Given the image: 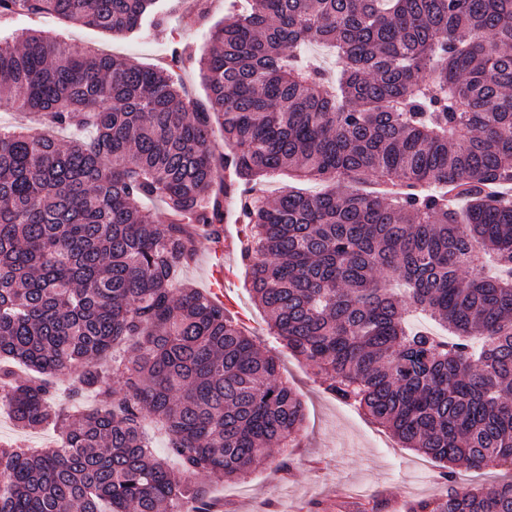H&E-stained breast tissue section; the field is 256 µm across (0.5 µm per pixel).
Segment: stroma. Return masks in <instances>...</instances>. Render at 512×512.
<instances>
[{
	"label": "stroma",
	"instance_id": "stroma-1",
	"mask_svg": "<svg viewBox=\"0 0 512 512\" xmlns=\"http://www.w3.org/2000/svg\"><path fill=\"white\" fill-rule=\"evenodd\" d=\"M231 3L241 9L247 0H207L208 11L197 23L187 18L195 0H181L171 12L170 25L188 58L182 80L200 102L206 94L197 62L210 47L211 28L223 22ZM21 31L89 45L144 66L161 67L166 60L165 44L152 38L115 37L47 13L0 16V38ZM229 267L232 277L224 288L238 304L245 330L263 346H273L265 314L249 293L245 265L235 257ZM281 360L282 379L304 403V427L294 447L272 449L269 461L252 467L246 480L212 482L209 498L223 502L224 512H407L411 501L444 495L452 486L512 478L507 465L479 470L459 464L453 481H445L441 463L398 447L360 411L325 391L294 356L285 352ZM284 459L289 468H280Z\"/></svg>",
	"mask_w": 512,
	"mask_h": 512
}]
</instances>
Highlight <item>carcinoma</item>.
<instances>
[{
	"instance_id": "1",
	"label": "carcinoma",
	"mask_w": 512,
	"mask_h": 512,
	"mask_svg": "<svg viewBox=\"0 0 512 512\" xmlns=\"http://www.w3.org/2000/svg\"><path fill=\"white\" fill-rule=\"evenodd\" d=\"M15 13L161 36L173 61L0 40V111L46 127L0 131V360L32 371L3 369L0 407L59 432L36 455L0 446V512H210L206 482L295 440L304 407L277 355L173 286L221 239L226 198L270 332L329 393L439 462L512 464V199L495 193L512 188V0H249L198 61L205 108L164 0H0ZM313 42L336 50L335 79L302 60ZM285 170L325 190L256 194ZM413 311L448 335L409 328ZM87 391L100 406L80 407ZM410 512H512V480Z\"/></svg>"
}]
</instances>
